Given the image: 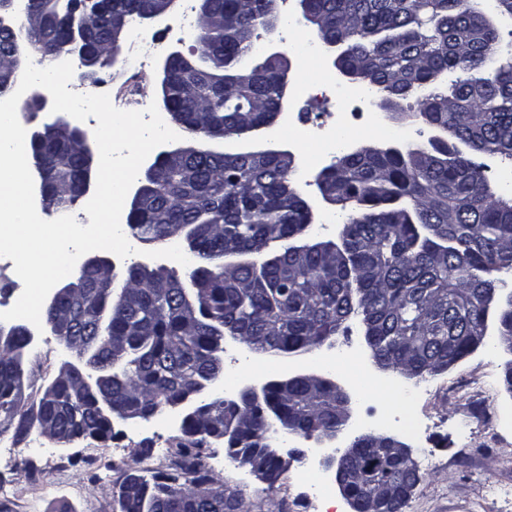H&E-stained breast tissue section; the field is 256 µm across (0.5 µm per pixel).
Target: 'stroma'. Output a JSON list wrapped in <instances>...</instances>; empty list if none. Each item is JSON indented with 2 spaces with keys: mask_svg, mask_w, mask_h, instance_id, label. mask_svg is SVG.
I'll return each instance as SVG.
<instances>
[{
  "mask_svg": "<svg viewBox=\"0 0 512 512\" xmlns=\"http://www.w3.org/2000/svg\"><path fill=\"white\" fill-rule=\"evenodd\" d=\"M198 0H177L164 23L135 25L134 30L156 45L148 64L128 69L130 39H123L114 66L101 69L97 81L108 90L123 87L140 93L143 104L157 101L161 61L170 51L190 55L195 44ZM297 0H282L273 40L259 38L256 53L275 46L290 63L291 76H315L318 69L332 70L324 50H317V64H309L298 48L295 29L305 28ZM79 89L94 82L73 75ZM376 96L364 93L350 105L356 131L350 141L358 147H414L427 144L432 128L421 120H395L381 111ZM335 104L314 105L291 101L289 111L274 128L277 139L296 155L293 180L310 200L319 192L310 185L314 171L309 162L313 143H302L289 135V127L310 125L321 115L335 111ZM390 133H372V126ZM225 375L238 381L224 385L225 396H234L240 384L264 380L291 371L319 372L326 361L338 362L336 378L353 400L346 439L366 432L387 433L411 446L421 480L404 512H512V392L504 383L507 361L502 351L481 346L448 371L418 383L394 380L368 359L357 322L338 335L334 348L290 357L257 356L245 345L226 342L222 354ZM63 350L54 336H41L25 363L26 396L36 400L56 376ZM112 440L81 439L61 447L39 431L24 442H14L11 432L0 433V485L10 497L0 512H120L118 496L130 469L138 467L135 456L142 445H150L155 471H169L177 457L181 438L178 425L161 413L148 421L122 422ZM287 448L302 450L291 460L275 488H268L250 468L231 462L223 442L210 441L202 449L211 480L224 485L241 503V512H352L340 493L325 500L314 495L315 482L333 484L334 477L321 463L322 451L314 441L289 437ZM82 457L73 465L72 457Z\"/></svg>",
  "mask_w": 512,
  "mask_h": 512,
  "instance_id": "stroma-1",
  "label": "stroma"
}]
</instances>
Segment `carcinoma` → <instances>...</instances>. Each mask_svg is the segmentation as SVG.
Masks as SVG:
<instances>
[{"label":"carcinoma","mask_w":512,"mask_h":512,"mask_svg":"<svg viewBox=\"0 0 512 512\" xmlns=\"http://www.w3.org/2000/svg\"><path fill=\"white\" fill-rule=\"evenodd\" d=\"M281 0H204L214 20L196 36L193 57L170 64L165 111L188 136V150L159 162L146 181L139 206L128 214L133 235L145 243L180 237L199 260L189 273L195 287L162 267L127 266L123 283L129 304L112 311L111 333L98 327L104 302L94 297L104 273L78 272L80 292L61 301L57 314L73 322L72 335L91 344V370L99 388L119 405L137 402L154 413L184 388L223 375L217 350L224 336L241 337L257 353L299 356L334 347L336 335L357 320L369 336L373 358L419 382L446 371L481 342L477 325L491 312L496 345L512 349V305L485 300L512 273V199L494 194L476 154L512 161V67L483 77L499 45L498 28L478 0H298L303 18L326 50L341 43L346 81L378 97V106L402 119L400 101L428 88L413 116L438 131L439 143L384 151L371 144L342 151L322 167L324 189L341 210L350 211L333 242L314 241L301 252L287 242L309 235L311 217L296 191L292 160L247 151L229 155L206 145L205 131L233 132L261 125L280 101L282 56H263L244 68L259 31L277 26ZM158 0H97L86 16L73 0H28L38 28L26 20L0 27V61L46 60L72 48L84 33L83 49L93 79L108 65L102 51L111 36L110 18L126 9V25L149 22ZM250 78L232 84L239 72ZM461 72L447 90L446 75ZM32 158L52 165L49 190L66 213L80 198V145L68 132L50 133L31 146ZM270 240L284 242L260 266L224 267V253L247 255ZM30 351L25 333L0 347V416L12 411L6 392L17 362ZM264 404L280 411L282 428L306 438L334 435L341 425L338 398L296 381L288 397L269 390ZM27 425L44 415L59 437L96 434L112 438L83 399L63 390L41 394L26 411ZM178 458L165 475L144 478L147 499L132 512H224V495L210 501L196 490L210 482L200 448L220 439L202 422L181 428ZM226 447L236 463L249 460L261 439L277 432L258 415L236 430ZM365 474L356 500L371 497L373 484L396 489L420 480L364 450Z\"/></svg>","instance_id":"cac0c4a2"}]
</instances>
